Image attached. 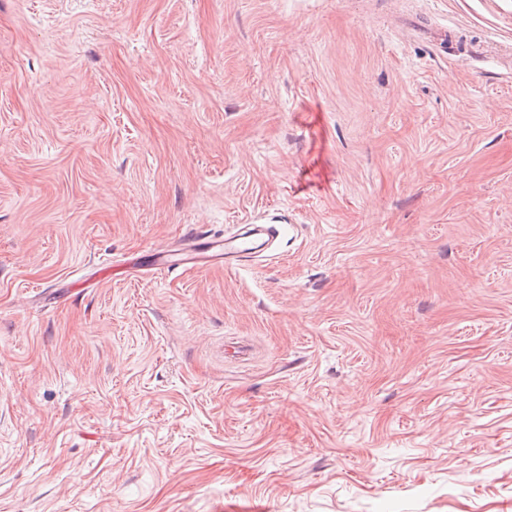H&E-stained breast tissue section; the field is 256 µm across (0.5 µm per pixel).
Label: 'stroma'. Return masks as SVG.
I'll return each mask as SVG.
<instances>
[{
  "label": "stroma",
  "mask_w": 512,
  "mask_h": 512,
  "mask_svg": "<svg viewBox=\"0 0 512 512\" xmlns=\"http://www.w3.org/2000/svg\"><path fill=\"white\" fill-rule=\"evenodd\" d=\"M444 26L512 0H0V512H512V76ZM271 227L263 224H244L237 232L201 242L206 237L191 235L188 242L175 249H160L154 253L155 270L172 267L193 268L211 262L241 261L253 253L268 248ZM174 257V260L171 258Z\"/></svg>",
  "instance_id": "1"
}]
</instances>
